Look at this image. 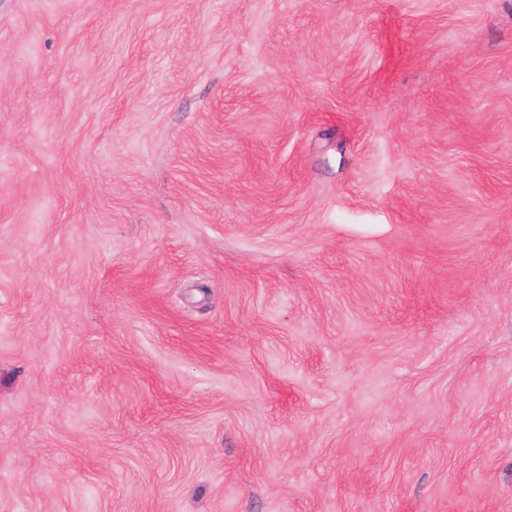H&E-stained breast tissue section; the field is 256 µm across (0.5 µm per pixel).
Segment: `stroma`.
Segmentation results:
<instances>
[{"label":"stroma","instance_id":"35a3bbf8","mask_svg":"<svg viewBox=\"0 0 512 512\" xmlns=\"http://www.w3.org/2000/svg\"><path fill=\"white\" fill-rule=\"evenodd\" d=\"M0 512H512V0H0Z\"/></svg>","mask_w":512,"mask_h":512}]
</instances>
